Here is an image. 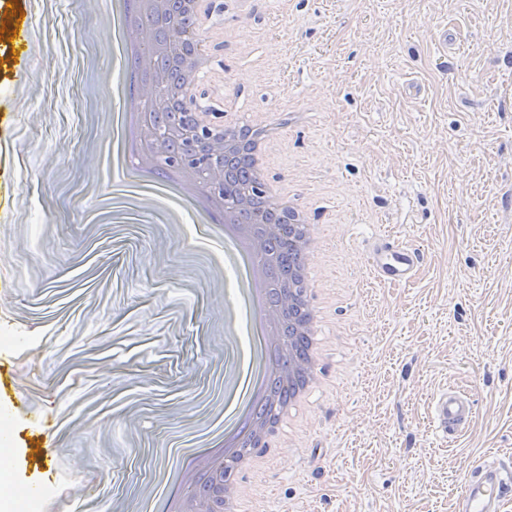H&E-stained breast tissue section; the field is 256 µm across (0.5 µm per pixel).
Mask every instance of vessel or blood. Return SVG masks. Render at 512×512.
<instances>
[{
    "mask_svg": "<svg viewBox=\"0 0 512 512\" xmlns=\"http://www.w3.org/2000/svg\"><path fill=\"white\" fill-rule=\"evenodd\" d=\"M365 259L374 278L388 286L412 282L425 262L424 251L391 235H375L368 243ZM475 415L473 401L461 391L450 388L432 402L435 430L451 439ZM512 492V468L482 465L464 485L458 512H499L502 500Z\"/></svg>",
    "mask_w": 512,
    "mask_h": 512,
    "instance_id": "b4317fda",
    "label": "vessel or blood"
}]
</instances>
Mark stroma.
<instances>
[{"label": "stroma", "instance_id": "stroma-1", "mask_svg": "<svg viewBox=\"0 0 512 512\" xmlns=\"http://www.w3.org/2000/svg\"><path fill=\"white\" fill-rule=\"evenodd\" d=\"M216 110L307 113L276 173L328 207L333 294L316 391L293 447L251 485L261 512H455L481 462L512 466V0H211ZM0 428L31 512H162L178 452L224 435L234 345L221 245L148 188L100 179L112 137V11L13 0L0 49ZM388 232L423 248L416 280L365 262ZM476 414L432 426L441 391ZM68 482L58 497L44 473ZM474 416L473 401L455 388L439 393L432 402L435 430L443 439H453Z\"/></svg>", "mask_w": 512, "mask_h": 512}]
</instances>
